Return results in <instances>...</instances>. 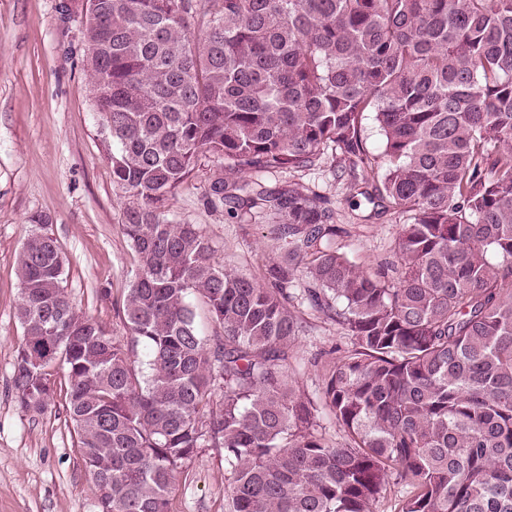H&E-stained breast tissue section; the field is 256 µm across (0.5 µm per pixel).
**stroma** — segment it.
Masks as SVG:
<instances>
[{"label":"stroma","instance_id":"stroma-1","mask_svg":"<svg viewBox=\"0 0 512 512\" xmlns=\"http://www.w3.org/2000/svg\"><path fill=\"white\" fill-rule=\"evenodd\" d=\"M64 0H0V512H98L92 478L73 444L63 396L40 413L23 411L12 388L22 329L16 318L18 252L32 216H48L65 262L74 306L118 340L129 333L115 310L139 268L122 227L129 200L112 166L81 60L80 16H64ZM216 162L202 160L169 202L168 221L195 224L213 261L262 277L276 257L273 215L254 210L232 218L207 203ZM275 190L298 188L335 213L338 247L377 271L394 260L402 215H375L332 160L302 171L249 173ZM294 346L296 379L311 397L322 388L327 351L347 346L336 324L303 312ZM175 491L178 512H224V451L202 448Z\"/></svg>","mask_w":512,"mask_h":512}]
</instances>
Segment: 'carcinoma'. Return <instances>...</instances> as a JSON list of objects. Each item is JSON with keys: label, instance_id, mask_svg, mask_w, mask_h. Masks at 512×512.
Wrapping results in <instances>:
<instances>
[{"label": "carcinoma", "instance_id": "obj_1", "mask_svg": "<svg viewBox=\"0 0 512 512\" xmlns=\"http://www.w3.org/2000/svg\"><path fill=\"white\" fill-rule=\"evenodd\" d=\"M63 9L82 16L112 182L132 199L122 226L139 269L118 312L146 360L77 311L38 215L17 256L12 385L27 412L64 393L76 447L94 449L81 460L99 512H176L183 466L206 446L224 449V512H373L398 485V512H512V0ZM330 150L351 188L374 183L373 208L409 220L391 269L350 261L333 211L298 188L211 183L231 217L278 216L279 260L261 279L214 264L197 225L165 219L204 158L301 171ZM194 296L221 334L200 335ZM297 298L349 340L317 401L288 373ZM322 409L343 441L318 430Z\"/></svg>", "mask_w": 512, "mask_h": 512}]
</instances>
